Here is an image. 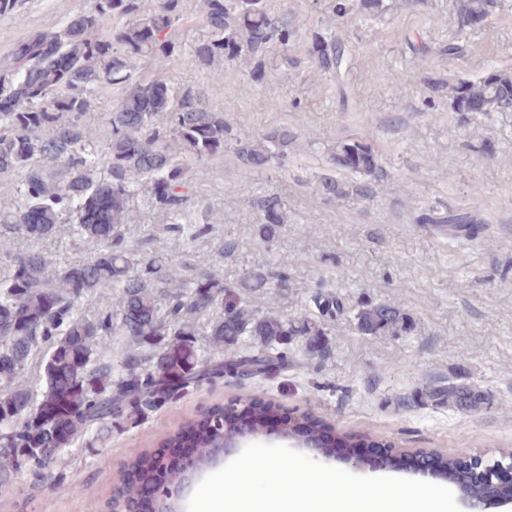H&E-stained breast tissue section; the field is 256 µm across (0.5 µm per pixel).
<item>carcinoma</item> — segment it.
I'll list each match as a JSON object with an SVG mask.
<instances>
[{"label": "carcinoma", "instance_id": "1", "mask_svg": "<svg viewBox=\"0 0 512 512\" xmlns=\"http://www.w3.org/2000/svg\"><path fill=\"white\" fill-rule=\"evenodd\" d=\"M65 22L33 33L12 52L0 75V175L25 173L20 201L0 203V223L36 242L53 235L60 224H72L89 258L79 264L50 269L36 247L13 258L10 275L0 282V481L23 469L43 470L56 463L63 449L79 434H100L123 412L132 397L146 407L160 403L185 374L201 381L215 371L187 372L197 327L214 309L224 317L210 323L209 336L219 348L231 346L248 332L259 340L257 353L237 360L238 372L251 375L273 364L269 349L288 346L304 337L312 349L325 345L340 303L318 294L316 306L325 317L318 325L307 313L292 318L261 315L245 298L270 287L267 274L250 271L231 285L211 273L191 282L178 278L177 266L166 254L132 258L121 228L129 223V203L144 193L170 218L167 231L190 241L203 233L190 209L191 168L215 161L232 150L252 169L281 168L286 163L288 131L260 139L242 123L233 128L224 114L207 109L198 91L175 92L156 73L159 57L174 49L173 34L184 20V0H91L87 10L73 14L69 0H57ZM383 0H350L349 9L365 16L384 11ZM499 8V0H456L460 36L448 40V57L465 53L462 34L484 25ZM197 12L210 37L197 43L192 61L210 69L219 81V59H244L260 70L275 53H285L297 23L267 7V0H197ZM348 48L336 40L314 38L311 64L329 75L341 70ZM401 99L409 87L399 73L387 76ZM121 85L124 96L106 114L107 131L87 126L81 116L99 90ZM455 112L488 116L512 111V71L494 69L491 76L459 77L449 84ZM334 168L380 181L385 176L375 150L359 141H344L329 156ZM265 232L286 223V204L271 194L258 203ZM468 211L448 216L424 213L420 224H445L448 230L472 224ZM110 286L108 303L85 315L76 300ZM366 334L399 335L405 317L387 304H366L357 313ZM129 337L130 351L112 359V337ZM49 348L43 368L41 400L32 406L29 393L17 385L32 352ZM432 398L452 409H472L482 401L479 390L448 384ZM293 427L271 408L244 406L212 408L167 441L176 446L189 435L201 465H208L224 434L239 429L263 432L280 425ZM307 435L332 454L355 444L343 435L311 428ZM467 457L429 456L396 459L395 465H429L439 475L460 484L471 481ZM136 481H126L119 497L130 512H153L141 499L140 486L155 485L163 496L183 479L185 463L143 454L131 464Z\"/></svg>", "mask_w": 512, "mask_h": 512}]
</instances>
